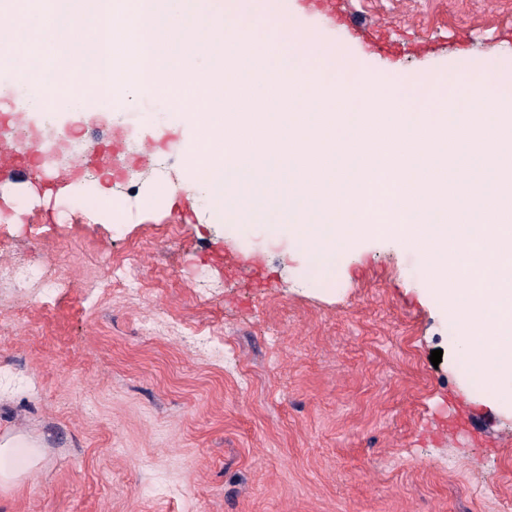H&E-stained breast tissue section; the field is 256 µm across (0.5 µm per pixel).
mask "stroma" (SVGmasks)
Returning a JSON list of instances; mask_svg holds the SVG:
<instances>
[{
    "instance_id": "35a3bbf8",
    "label": "stroma",
    "mask_w": 512,
    "mask_h": 512,
    "mask_svg": "<svg viewBox=\"0 0 512 512\" xmlns=\"http://www.w3.org/2000/svg\"><path fill=\"white\" fill-rule=\"evenodd\" d=\"M288 12L349 82L512 73V0ZM68 135L145 149L109 211L73 209L72 184L0 181V266L66 283L0 282V436L40 455L0 512H512V414L462 370L420 253L373 236L324 272L260 226L201 223L180 187L192 132L163 99L44 132Z\"/></svg>"
}]
</instances>
